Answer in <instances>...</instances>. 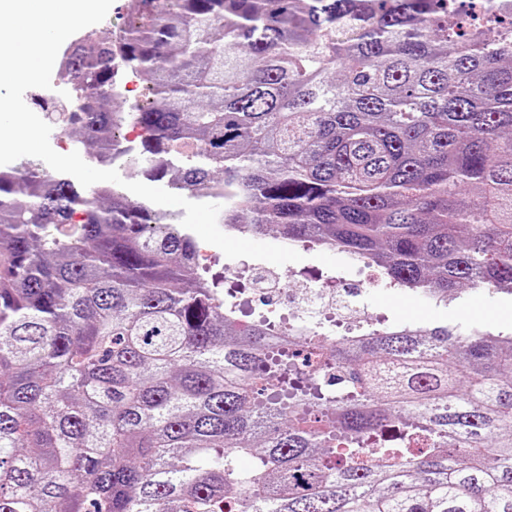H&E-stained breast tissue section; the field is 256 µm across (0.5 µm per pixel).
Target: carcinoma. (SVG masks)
<instances>
[{
    "mask_svg": "<svg viewBox=\"0 0 512 512\" xmlns=\"http://www.w3.org/2000/svg\"><path fill=\"white\" fill-rule=\"evenodd\" d=\"M127 9L62 60L100 156L135 125L148 178L238 186L248 234L438 302L512 294V0ZM139 73L161 104L109 106ZM22 170L0 171V512H512V332L341 339L320 388L273 325L234 324L191 237Z\"/></svg>",
    "mask_w": 512,
    "mask_h": 512,
    "instance_id": "cac0c4a2",
    "label": "carcinoma"
}]
</instances>
